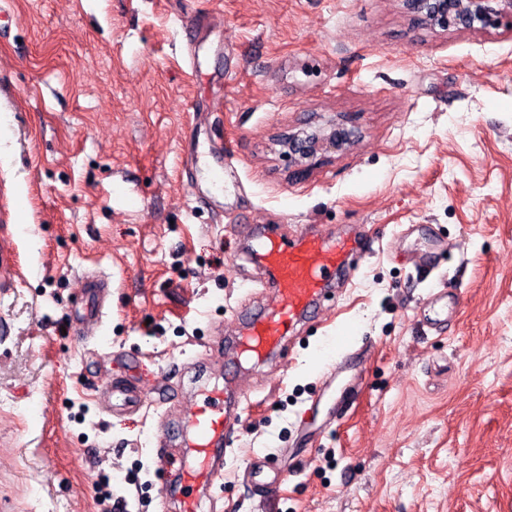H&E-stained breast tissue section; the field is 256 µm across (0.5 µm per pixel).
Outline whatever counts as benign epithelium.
Returning <instances> with one entry per match:
<instances>
[{"mask_svg": "<svg viewBox=\"0 0 512 512\" xmlns=\"http://www.w3.org/2000/svg\"><path fill=\"white\" fill-rule=\"evenodd\" d=\"M402 5L413 26L421 30L488 28L498 25L503 17L512 18V0H402ZM352 138L353 131L339 122L283 132L277 143L294 174L303 175L318 157L343 149Z\"/></svg>", "mask_w": 512, "mask_h": 512, "instance_id": "1", "label": "benign epithelium"}]
</instances>
